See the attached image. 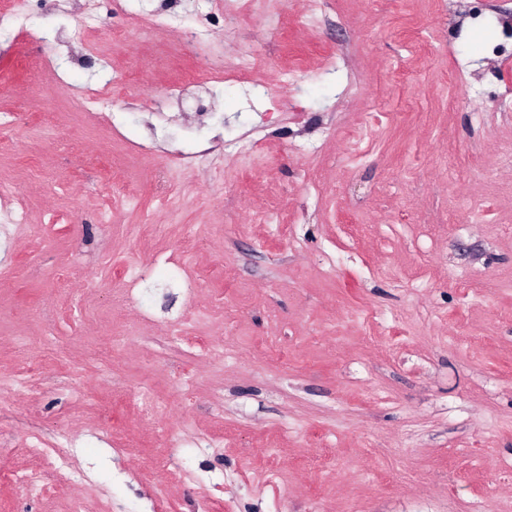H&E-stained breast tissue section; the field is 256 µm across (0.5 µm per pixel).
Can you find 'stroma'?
Segmentation results:
<instances>
[{"label":"stroma","instance_id":"obj_1","mask_svg":"<svg viewBox=\"0 0 512 512\" xmlns=\"http://www.w3.org/2000/svg\"><path fill=\"white\" fill-rule=\"evenodd\" d=\"M483 7L474 25L448 0L373 11L326 0L304 28L262 0L211 45L251 53L266 87L201 90L224 114L208 128L176 94L206 57L172 52L206 0H125L93 28L43 0L34 32L109 49L81 67H51L31 40L0 36V116L16 141L0 184L20 188L30 224L47 229L41 241L0 229V379L27 366L20 334L50 345L56 379L81 371L74 391L0 393L12 467L31 465V434H60L93 482L91 512H156L127 461L174 428L185 438L174 471H192L223 512H512L501 482L512 474V195L497 186L512 168L483 165L512 137V112L490 109L512 93V56L494 73L484 65L512 0ZM130 10H167L178 25L148 39L126 28ZM283 67L298 72L292 87L270 79ZM129 69L135 81L98 116L111 157L91 160L78 112L60 113L70 135L56 143L34 86L75 95ZM462 70L468 82L450 84ZM353 79L365 95L349 91ZM346 127L364 130L351 157ZM252 140L255 154L227 150ZM248 202L275 208L277 223L246 222ZM134 266L139 284L116 299ZM64 267L80 275L70 296L57 292ZM186 315L182 340L171 328ZM109 323L129 337L106 361L94 340ZM197 336L223 340V362L202 359ZM142 391L180 419L141 417ZM199 436L221 445L199 453ZM271 451L281 469L260 496L250 475ZM74 494L0 485V512H67Z\"/></svg>","mask_w":512,"mask_h":512}]
</instances>
